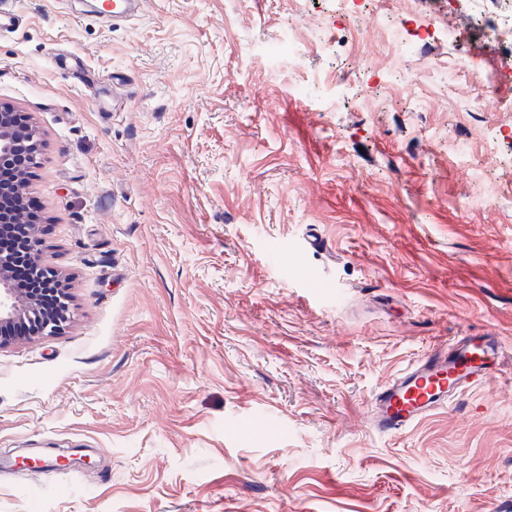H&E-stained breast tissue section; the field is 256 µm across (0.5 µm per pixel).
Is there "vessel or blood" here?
<instances>
[{
	"instance_id": "obj_1",
	"label": "vessel or blood",
	"mask_w": 512,
	"mask_h": 512,
	"mask_svg": "<svg viewBox=\"0 0 512 512\" xmlns=\"http://www.w3.org/2000/svg\"><path fill=\"white\" fill-rule=\"evenodd\" d=\"M505 368L502 343L489 334H469L449 345H433L373 392L370 425L377 433L397 434Z\"/></svg>"
}]
</instances>
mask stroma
Returning a JSON list of instances; mask_svg holds the SVG:
<instances>
[{
	"label": "stroma",
	"instance_id": "stroma-1",
	"mask_svg": "<svg viewBox=\"0 0 512 512\" xmlns=\"http://www.w3.org/2000/svg\"><path fill=\"white\" fill-rule=\"evenodd\" d=\"M97 2L13 0L0 35V102L44 142L41 257L74 295L58 335L0 347V461H92L0 469V512H512V382L365 424L433 343L492 332L512 359V80L485 32L449 40L418 0L421 40L370 0L324 51L306 21L334 0H148L112 27ZM391 27L405 73L368 108ZM291 30L299 88L275 57Z\"/></svg>",
	"mask_w": 512,
	"mask_h": 512
}]
</instances>
